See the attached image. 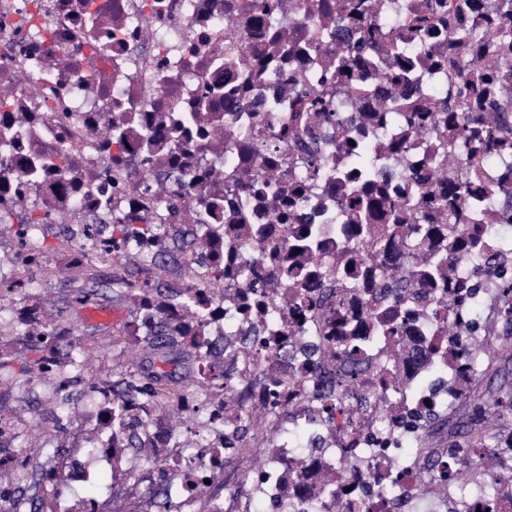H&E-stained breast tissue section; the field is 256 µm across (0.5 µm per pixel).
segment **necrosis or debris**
Here are the masks:
<instances>
[{
    "label": "necrosis or debris",
    "instance_id": "obj_1",
    "mask_svg": "<svg viewBox=\"0 0 512 512\" xmlns=\"http://www.w3.org/2000/svg\"><path fill=\"white\" fill-rule=\"evenodd\" d=\"M274 2L0 0V216L132 217L203 240L171 281L206 311L189 336L224 369L205 399L222 421L194 447L131 402L149 452L123 468L99 378L85 419L99 447L69 449L52 479L68 494L45 512H122L87 489L171 478L181 512H512L483 478L463 496L449 480L478 458L512 471V432L432 440L483 365L459 346L501 308L499 275L456 240L483 230L512 272V98L487 112L460 93L467 73L512 83V0H469L476 42L442 21L458 0ZM311 85L332 111L304 105ZM463 112L491 136L460 153ZM205 262L223 264V291ZM33 319L51 328L0 290V335ZM34 342L66 385L82 337ZM257 414L262 433L225 448Z\"/></svg>",
    "mask_w": 512,
    "mask_h": 512
}]
</instances>
